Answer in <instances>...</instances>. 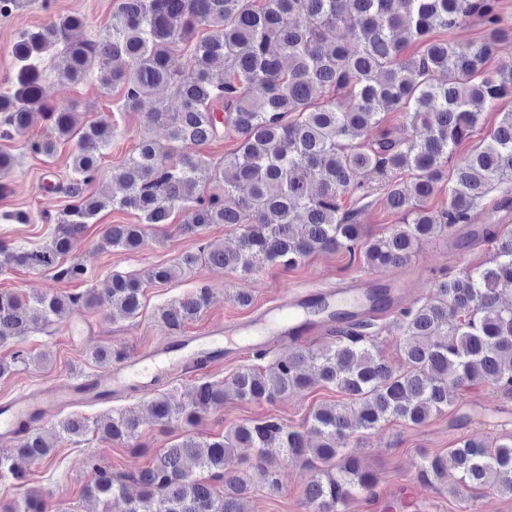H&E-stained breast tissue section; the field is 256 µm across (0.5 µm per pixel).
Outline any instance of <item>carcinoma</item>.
I'll list each match as a JSON object with an SVG mask.
<instances>
[{
	"label": "carcinoma",
	"mask_w": 512,
	"mask_h": 512,
	"mask_svg": "<svg viewBox=\"0 0 512 512\" xmlns=\"http://www.w3.org/2000/svg\"><path fill=\"white\" fill-rule=\"evenodd\" d=\"M474 18L484 26L481 41L436 38ZM85 24L81 15H66L21 33L14 43V75L0 92V140L25 132L40 110L48 128L30 142L31 151L51 159L59 141L73 139L78 149L70 165L73 203L51 240L29 249L0 238V272L59 268L72 240L110 206L139 212L143 223L110 225L102 248H140L145 225L167 224L176 210L184 215L177 225L182 234L211 224L237 226L236 248L209 243L184 254L181 269L205 263L249 274L339 249L384 268L407 261L429 235L472 223L475 209L498 194L487 211L489 224L479 233L496 243L494 260L461 276H439L423 303L395 310L403 366L381 359L369 333L391 308L389 289L374 285L368 289L370 308L362 314L357 306L340 305L329 314L322 298L310 301L311 313L340 324L330 346L299 349L263 368L242 367L223 386L202 381L186 402L163 393L143 400L156 422L180 426L186 435L139 473L140 492L128 499L126 512H243L241 499L254 485L279 487L278 462L268 455L273 447L317 470L305 489L307 503L313 512H335L374 485L373 475L337 440L392 419L423 424L456 406L473 384L512 395V304L500 301L512 287V233H501L494 219L498 210L512 208V112L502 113L489 139L457 154L476 132L485 107L512 94V66L506 80L486 70L499 42L512 36L498 0H119L99 38L65 43L60 78L78 83L91 76L105 91L119 86L123 107L132 112L157 90L168 89L178 109L170 112L158 102L144 113V127H165L171 145L142 136L135 155L112 174L119 193L110 198L85 196L81 186L99 173L101 150L115 134L112 120L78 127L73 104L44 103L46 56L65 32ZM411 41L422 50L408 57L404 51ZM384 112H402L422 127L420 140L406 144L387 133L372 136ZM230 135L238 146L222 162L198 152ZM443 182L448 204L431 209L428 201ZM377 187L385 190L389 208L402 213L401 223L365 240L357 211L343 209L342 198L356 193L362 201ZM174 273L171 266L114 273L108 301L134 318L143 288L169 281ZM208 298L209 288L202 286L159 309L158 320L175 333ZM79 303L95 305V292L25 298L0 292V344L13 341L21 327L52 325ZM90 356L110 366L121 352L95 345ZM29 359L26 351H14L0 361V377ZM315 381L340 390L347 402L317 408L306 434L275 417L236 425L213 441L190 433L226 396L270 401ZM36 421L21 423L19 445L0 452V476L20 482L25 475L19 461L53 455L55 445ZM140 422L134 408L93 421L69 414L58 421L56 433L76 438L96 432L124 443L137 437ZM241 447L255 450L253 460L246 472L226 474L227 461ZM450 462L460 484L512 495V437L461 441L446 456L426 458L422 476L438 479ZM89 465L96 481L87 497L106 503L125 495L111 470L92 459ZM196 469L224 481L223 489L197 479ZM4 512L48 510L43 497L29 491Z\"/></svg>",
	"instance_id": "cac0c4a2"
}]
</instances>
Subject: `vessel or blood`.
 Returning a JSON list of instances; mask_svg holds the SVG:
<instances>
[{
	"label": "vessel or blood",
	"instance_id": "obj_1",
	"mask_svg": "<svg viewBox=\"0 0 512 512\" xmlns=\"http://www.w3.org/2000/svg\"><path fill=\"white\" fill-rule=\"evenodd\" d=\"M368 284L367 278L355 277L339 288L324 291L323 296L333 304L349 302L359 298ZM307 300V295H293L289 297L287 303L273 304L250 321L213 328L207 336L201 337L199 349L179 358L171 357L170 348L166 345L136 354L98 377L96 384L99 389L116 392L121 390L123 379L133 374L139 377L142 385H150L151 369L159 362L166 363L167 367L174 372L182 370L187 365L209 366L221 358L222 351L216 348L215 342L217 338L225 335L251 336L262 347L270 343L282 345L291 343L295 333L298 332L305 336L318 335L326 327L327 322L306 314ZM86 398V392L81 391L76 384L56 387L48 397L41 399L17 398L11 402L6 412L0 414V438L5 440L16 435L18 419L33 415L41 416L51 407L66 402H82Z\"/></svg>",
	"mask_w": 512,
	"mask_h": 512
}]
</instances>
